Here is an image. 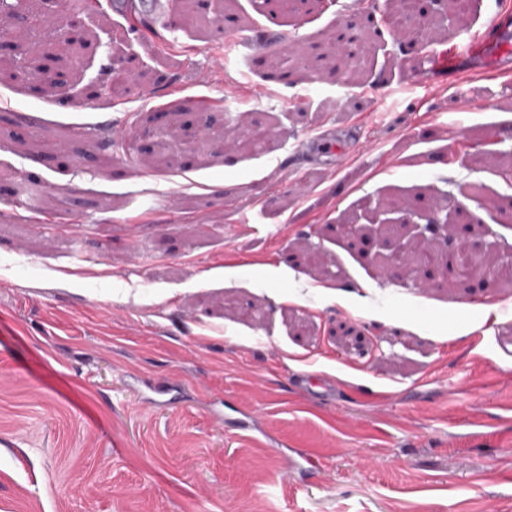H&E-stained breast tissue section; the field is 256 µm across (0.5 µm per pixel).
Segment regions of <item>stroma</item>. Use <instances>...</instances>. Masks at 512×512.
Returning a JSON list of instances; mask_svg holds the SVG:
<instances>
[{"label": "stroma", "instance_id": "1", "mask_svg": "<svg viewBox=\"0 0 512 512\" xmlns=\"http://www.w3.org/2000/svg\"><path fill=\"white\" fill-rule=\"evenodd\" d=\"M112 2L51 63L59 86L21 48L0 68V512H512V279L446 265L458 240L512 262V138L492 135L512 81L466 63L440 83L388 0L273 24L261 0L136 24ZM505 10L434 19L427 50ZM348 20L356 68L333 46ZM229 28L248 41L217 82ZM238 128L264 150L227 148ZM321 132L349 157L292 156ZM389 200L437 218L434 267L392 264L414 232L368 221Z\"/></svg>", "mask_w": 512, "mask_h": 512}]
</instances>
